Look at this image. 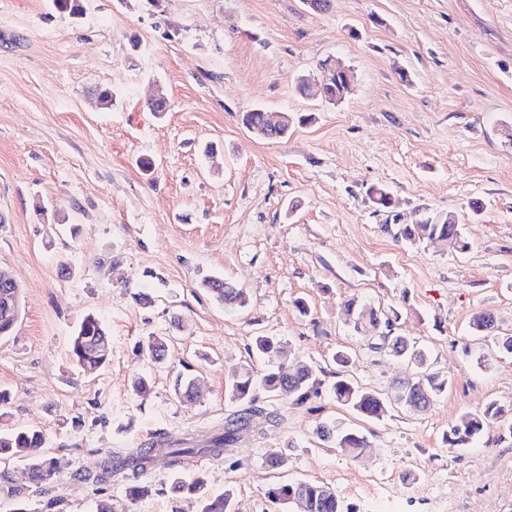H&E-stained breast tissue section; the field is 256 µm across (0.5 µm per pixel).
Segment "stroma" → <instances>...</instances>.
Masks as SVG:
<instances>
[{
    "label": "stroma",
    "mask_w": 512,
    "mask_h": 512,
    "mask_svg": "<svg viewBox=\"0 0 512 512\" xmlns=\"http://www.w3.org/2000/svg\"><path fill=\"white\" fill-rule=\"evenodd\" d=\"M327 58L356 76L337 106L294 90ZM101 86L111 109L96 106ZM159 91L160 118L147 109ZM257 107L314 120L259 139L241 123ZM508 125L512 0H331L323 13L302 0H85L77 22L53 0H0V271L22 286V316L0 339V429L42 430L60 468L57 487L28 491L30 512H94L103 497L124 512V479L99 492L84 474L105 453L166 439L195 450L185 479L233 486L240 512H281L265 490L295 480L333 488L357 512H512L511 433L492 421L471 447L443 444L460 416L492 400L512 407V357L487 358L468 334L485 309L512 334ZM373 184L390 188L396 211L454 215L470 250L395 242L366 195ZM64 261L74 278L59 276ZM209 275L243 288L248 305L217 304L200 285ZM353 296L399 311L396 333L429 349L448 393L374 422L327 394L292 406L263 393L277 426L256 419L223 456L200 454L236 409L228 371L265 367L249 354L256 334L289 342L328 383L341 348L363 387L413 376L348 330L341 306ZM88 314L111 336L95 374L69 353ZM152 333L170 338L158 364L140 349ZM136 369L153 377L148 398L129 387ZM181 377L200 400L175 396ZM323 421L367 432L371 448L352 459L324 447ZM284 447L287 469L269 470L266 450Z\"/></svg>",
    "instance_id": "stroma-1"
}]
</instances>
